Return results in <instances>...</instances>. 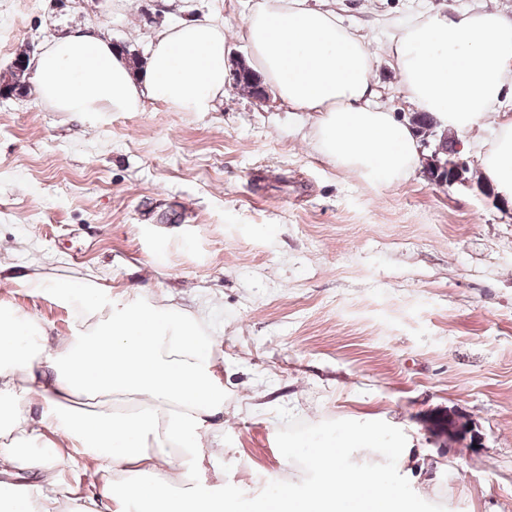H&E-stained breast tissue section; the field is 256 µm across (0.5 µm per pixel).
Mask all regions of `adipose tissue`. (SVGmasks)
<instances>
[{
  "mask_svg": "<svg viewBox=\"0 0 512 512\" xmlns=\"http://www.w3.org/2000/svg\"><path fill=\"white\" fill-rule=\"evenodd\" d=\"M386 26L404 97L449 131L485 132L479 167L497 195L512 200V115L496 109L512 92V19L482 7ZM244 37L253 69L276 98L313 117L315 147L331 163L388 185L420 168L417 134L377 104L373 56L336 11L306 0H257ZM25 79L60 112H141L153 102L207 112L227 79L224 26L206 16L158 31L137 67L88 25L48 42ZM139 296L81 289L77 311L87 327L35 341L20 316H0V407L10 411L0 430V475L22 466L39 474L23 495L0 482L9 512H111L119 497L135 499L139 512H216L208 496L179 493L223 426L214 344L176 306ZM53 437L67 452L33 455L34 443ZM85 456L106 479L82 496L62 477L79 472ZM171 462L172 476L143 480L144 471Z\"/></svg>",
  "mask_w": 512,
  "mask_h": 512,
  "instance_id": "adipose-tissue-1",
  "label": "adipose tissue"
}]
</instances>
